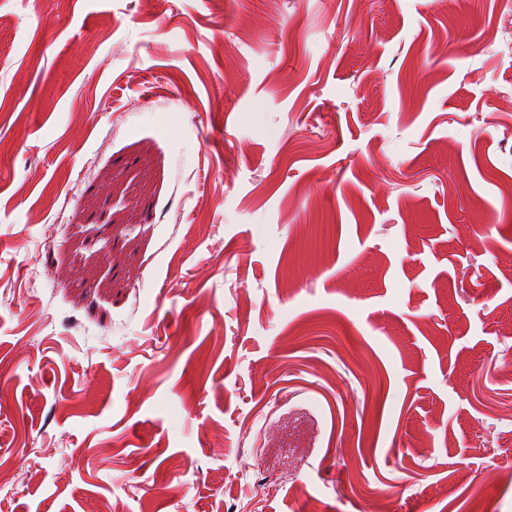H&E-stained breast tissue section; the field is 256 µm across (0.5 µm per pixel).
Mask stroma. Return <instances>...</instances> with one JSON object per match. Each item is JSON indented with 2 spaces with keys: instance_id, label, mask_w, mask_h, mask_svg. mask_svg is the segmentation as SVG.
I'll use <instances>...</instances> for the list:
<instances>
[{
  "instance_id": "obj_1",
  "label": "stroma",
  "mask_w": 512,
  "mask_h": 512,
  "mask_svg": "<svg viewBox=\"0 0 512 512\" xmlns=\"http://www.w3.org/2000/svg\"><path fill=\"white\" fill-rule=\"evenodd\" d=\"M0 18V512H512V0Z\"/></svg>"
}]
</instances>
